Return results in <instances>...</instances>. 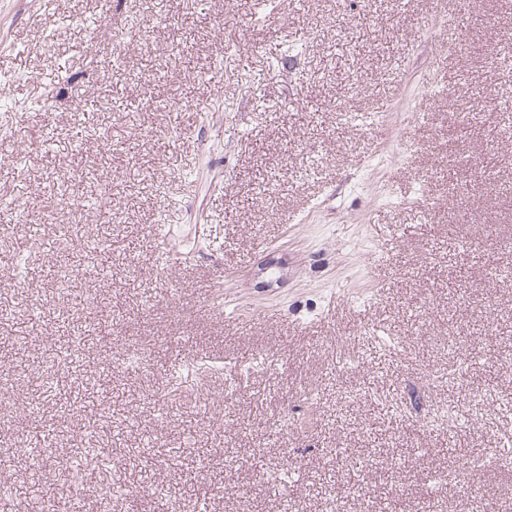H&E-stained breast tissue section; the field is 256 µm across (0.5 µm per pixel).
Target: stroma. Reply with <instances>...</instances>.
Here are the masks:
<instances>
[{
  "instance_id": "35a3bbf8",
  "label": "stroma",
  "mask_w": 512,
  "mask_h": 512,
  "mask_svg": "<svg viewBox=\"0 0 512 512\" xmlns=\"http://www.w3.org/2000/svg\"><path fill=\"white\" fill-rule=\"evenodd\" d=\"M507 36L512 0H0V256L24 245L31 268L0 264V312L41 309L0 348L17 512H43L31 476L75 459L101 473L73 481L79 512L120 506L140 469L116 457L137 444L164 487L142 512H512V470L449 479L512 438V406L426 426L486 379L512 396V277L489 274L512 264V103L468 108L512 90V57L474 60ZM490 158L491 179L465 168ZM71 224L108 259L62 289L37 269L68 268ZM77 337L79 414L28 381ZM482 340L500 360L432 384ZM372 378L401 409L374 432L351 395ZM33 416L55 434L38 458Z\"/></svg>"
}]
</instances>
